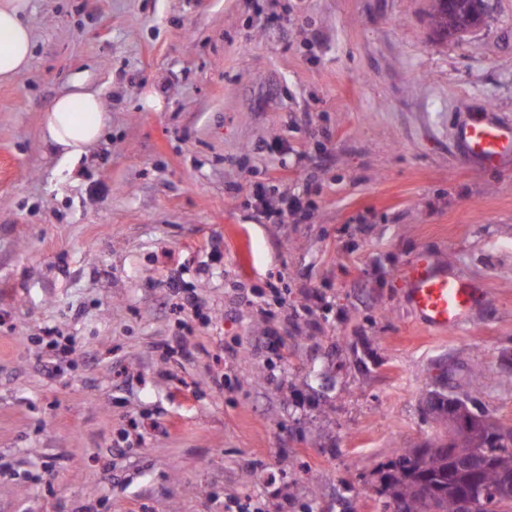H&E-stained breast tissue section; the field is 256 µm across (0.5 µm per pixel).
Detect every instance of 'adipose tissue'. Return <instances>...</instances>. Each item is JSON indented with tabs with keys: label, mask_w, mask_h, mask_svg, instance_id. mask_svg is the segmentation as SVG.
<instances>
[{
	"label": "adipose tissue",
	"mask_w": 512,
	"mask_h": 512,
	"mask_svg": "<svg viewBox=\"0 0 512 512\" xmlns=\"http://www.w3.org/2000/svg\"><path fill=\"white\" fill-rule=\"evenodd\" d=\"M32 46L26 0H0V82L25 73L32 59ZM109 121L99 91L78 78L68 93L46 107L44 138L61 148L63 160L75 163L99 140Z\"/></svg>",
	"instance_id": "adipose-tissue-1"
}]
</instances>
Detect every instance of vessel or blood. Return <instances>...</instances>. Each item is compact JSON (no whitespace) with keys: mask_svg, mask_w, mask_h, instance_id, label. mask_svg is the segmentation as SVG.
I'll return each mask as SVG.
<instances>
[{"mask_svg":"<svg viewBox=\"0 0 512 512\" xmlns=\"http://www.w3.org/2000/svg\"><path fill=\"white\" fill-rule=\"evenodd\" d=\"M453 143L469 162L481 168L512 165V123L500 120L491 109L455 122ZM403 275L410 310L422 325L437 332L461 329L481 295L471 282L425 255L411 259Z\"/></svg>","mask_w":512,"mask_h":512,"instance_id":"obj_1","label":"vessel or blood"}]
</instances>
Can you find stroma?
I'll return each mask as SVG.
<instances>
[{
	"label": "stroma",
	"instance_id": "stroma-1",
	"mask_svg": "<svg viewBox=\"0 0 512 512\" xmlns=\"http://www.w3.org/2000/svg\"><path fill=\"white\" fill-rule=\"evenodd\" d=\"M442 35L428 0H29L0 84V512H377L378 471L466 383L512 426V0ZM111 121L75 167L42 111L76 77ZM299 197L283 224L257 216ZM483 290L410 313L420 253ZM200 307L182 308L188 293ZM453 143L469 162L481 168L512 165V123L500 120L491 109L455 122Z\"/></svg>",
	"mask_w": 512,
	"mask_h": 512
}]
</instances>
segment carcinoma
Returning <instances> with one entry per match:
<instances>
[{"label": "carcinoma", "mask_w": 512, "mask_h": 512, "mask_svg": "<svg viewBox=\"0 0 512 512\" xmlns=\"http://www.w3.org/2000/svg\"><path fill=\"white\" fill-rule=\"evenodd\" d=\"M477 5L485 0H430L429 17L440 31L462 34ZM481 378V370L471 373L464 401L448 400L446 387L431 391L437 423L464 420L469 430L453 431L446 445L406 448L391 460L380 471L383 512H458L457 496L473 487L481 489L476 512H512V486L502 481L512 473V438L485 424L487 412L472 396Z\"/></svg>", "instance_id": "carcinoma-1"}]
</instances>
